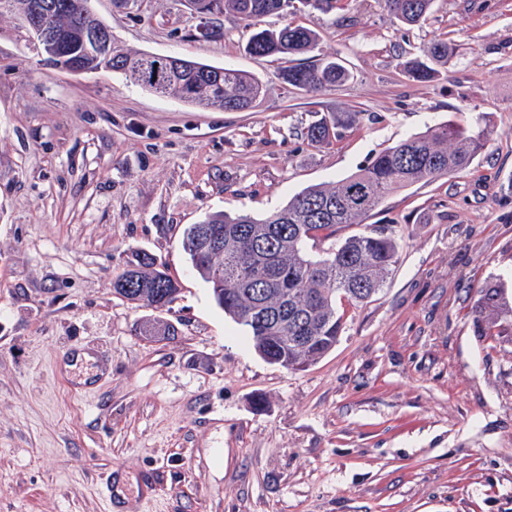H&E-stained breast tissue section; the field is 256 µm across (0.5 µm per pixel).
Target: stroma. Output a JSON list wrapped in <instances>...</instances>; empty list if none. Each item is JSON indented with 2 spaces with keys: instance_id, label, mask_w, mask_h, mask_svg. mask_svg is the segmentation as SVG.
Returning a JSON list of instances; mask_svg holds the SVG:
<instances>
[{
  "instance_id": "1",
  "label": "stroma",
  "mask_w": 512,
  "mask_h": 512,
  "mask_svg": "<svg viewBox=\"0 0 512 512\" xmlns=\"http://www.w3.org/2000/svg\"><path fill=\"white\" fill-rule=\"evenodd\" d=\"M128 52L256 75L261 102L202 109L121 73L47 63L0 14V512H512V329L483 336L477 291L512 290V0H437L420 26L383 0H341L303 25L351 79L307 94L252 31L195 35L182 0H91ZM450 38L418 83L405 60ZM331 112L359 125L315 146ZM487 123L469 170L390 196L363 226L399 260L369 302L340 305L335 348L293 372L261 358L182 249L204 213L261 217L428 127ZM180 292L152 312L117 298L134 251ZM360 113L357 112H333L324 114L307 128V139L311 144L329 145L339 135L340 128L357 125L360 122Z\"/></svg>"
}]
</instances>
